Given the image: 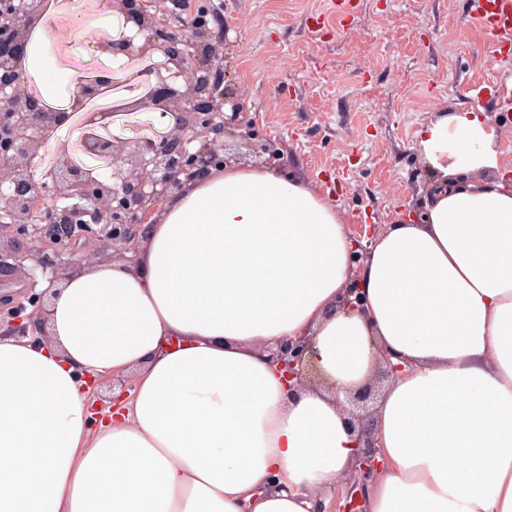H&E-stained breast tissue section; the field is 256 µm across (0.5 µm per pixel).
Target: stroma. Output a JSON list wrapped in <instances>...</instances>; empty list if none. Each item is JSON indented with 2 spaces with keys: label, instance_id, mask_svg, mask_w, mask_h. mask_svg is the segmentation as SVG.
<instances>
[{
  "label": "stroma",
  "instance_id": "35a3bbf8",
  "mask_svg": "<svg viewBox=\"0 0 512 512\" xmlns=\"http://www.w3.org/2000/svg\"><path fill=\"white\" fill-rule=\"evenodd\" d=\"M344 19L328 0H224V84L259 133L228 136L233 165L261 169L262 145L278 168L331 193L348 225L363 215L387 225L421 210L429 171L417 145L420 128L444 112L470 110L469 91L499 78L488 64L484 33L469 17L470 0H356ZM323 29L309 30L313 13ZM123 23L93 20L85 30L59 28L48 42V77L111 69L114 100L140 81L125 59L98 52L95 41ZM82 115L45 135L30 167L35 180L61 145L75 143ZM170 127L156 112H116L102 133L156 138Z\"/></svg>",
  "mask_w": 512,
  "mask_h": 512
}]
</instances>
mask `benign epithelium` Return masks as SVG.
<instances>
[{"label":"benign epithelium","instance_id":"7a95c632","mask_svg":"<svg viewBox=\"0 0 512 512\" xmlns=\"http://www.w3.org/2000/svg\"><path fill=\"white\" fill-rule=\"evenodd\" d=\"M42 0H0V44L26 56L32 18L41 15ZM123 24L112 38L99 42V51L136 61L140 72L154 76L155 88L126 102L131 111L144 109L172 118L170 129L157 139L138 138L132 151L96 128L108 112H90L76 142L83 154L102 162L106 175L76 164L64 149L57 154L45 182L29 173L31 160L42 148L41 133L57 128L83 110L112 83V71L80 80L71 91L70 109L58 111L29 90V76L16 73L18 64L0 59V267L19 270L30 279L36 272L57 282L58 265L76 270L91 257H125L137 253L150 227L149 220L164 202L178 194L184 182L206 180L222 168L224 134L233 131L245 140L256 139L255 129L240 120L236 108L227 114L229 92L224 82V43L200 15L166 9L163 0H120ZM164 57V68L151 63ZM375 238V225L359 224L350 235L352 271L364 263ZM57 262H47V251ZM12 263H7V260ZM336 310L364 314L363 291L356 276L341 292ZM265 360L279 375L288 395L314 383H327L312 333L285 336L261 343ZM406 374V365L380 354L374 380L348 395L366 403L375 383L392 382ZM374 412L351 413L357 432L356 453L347 474L336 481L335 496L317 512H366V489L378 476L381 461L373 433Z\"/></svg>","mask_w":512,"mask_h":512}]
</instances>
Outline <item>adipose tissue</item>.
I'll list each match as a JSON object with an SVG mask.
<instances>
[{"label":"adipose tissue","instance_id":"1","mask_svg":"<svg viewBox=\"0 0 512 512\" xmlns=\"http://www.w3.org/2000/svg\"><path fill=\"white\" fill-rule=\"evenodd\" d=\"M27 66L42 98V38ZM479 114L426 124L420 219L388 225L358 272L322 187L225 167L169 201L136 262L52 289L41 344L0 336V512H315L350 468L337 391L379 352L409 373L377 403L368 512H512V184ZM481 181H463L466 173ZM366 317L336 311L350 276ZM314 333L330 388L287 397L259 341ZM132 375L102 420L90 380Z\"/></svg>","mask_w":512,"mask_h":512}]
</instances>
